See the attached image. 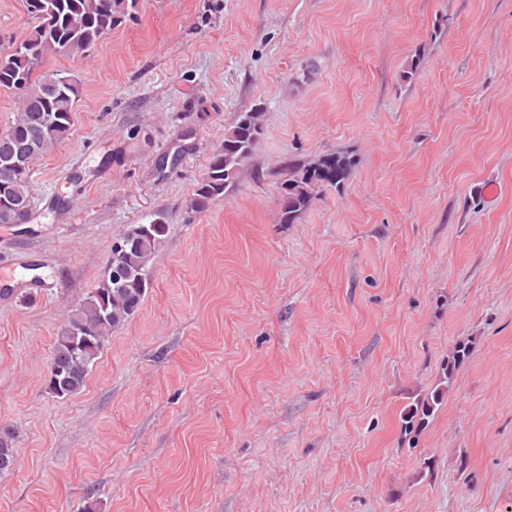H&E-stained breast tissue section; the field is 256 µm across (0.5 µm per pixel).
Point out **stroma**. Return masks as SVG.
<instances>
[{
    "mask_svg": "<svg viewBox=\"0 0 512 512\" xmlns=\"http://www.w3.org/2000/svg\"><path fill=\"white\" fill-rule=\"evenodd\" d=\"M44 67L81 94L30 223L0 224V512H512V0H139ZM257 107L234 187L193 210ZM336 152L348 180L281 223L289 166ZM155 220L141 307L52 397L71 306ZM263 135L261 109L255 108L238 116L225 132L222 147L209 160L207 178L195 191L192 209L205 210L211 201L234 186L238 172L252 156ZM443 389L434 395L428 402L424 403L420 409L416 408L415 411L407 413L401 418L402 427L405 432L409 434L414 433L424 427L426 420L434 413L435 406L438 404L440 395Z\"/></svg>",
    "mask_w": 512,
    "mask_h": 512,
    "instance_id": "1",
    "label": "stroma"
}]
</instances>
